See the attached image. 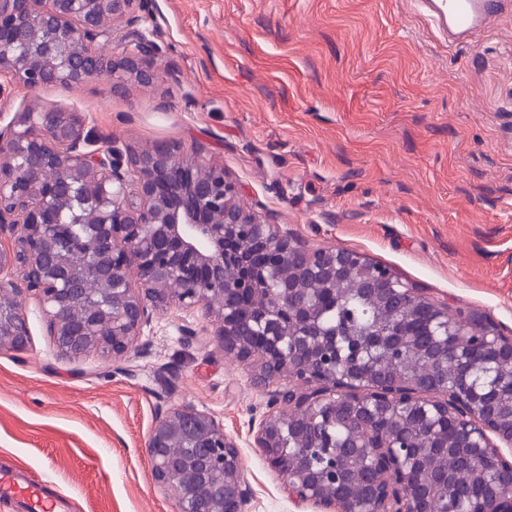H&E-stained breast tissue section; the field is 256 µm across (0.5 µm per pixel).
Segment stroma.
Listing matches in <instances>:
<instances>
[{
  "mask_svg": "<svg viewBox=\"0 0 512 512\" xmlns=\"http://www.w3.org/2000/svg\"><path fill=\"white\" fill-rule=\"evenodd\" d=\"M157 78L0 90V120L82 112L100 143L165 144L220 166L260 220L384 266L449 314L512 336V12L469 43L415 0H148ZM0 351V465L72 512H177L145 451L158 411L191 404L240 446L250 512L290 502L247 434L268 398L200 308L155 312L119 361L59 353L35 295Z\"/></svg>",
  "mask_w": 512,
  "mask_h": 512,
  "instance_id": "1",
  "label": "stroma"
}]
</instances>
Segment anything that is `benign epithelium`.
<instances>
[{
    "label": "benign epithelium",
    "instance_id": "benign-epithelium-1",
    "mask_svg": "<svg viewBox=\"0 0 512 512\" xmlns=\"http://www.w3.org/2000/svg\"><path fill=\"white\" fill-rule=\"evenodd\" d=\"M144 0H0V79L31 89L83 83L103 71L150 84L162 45L138 28ZM126 32L114 37V24ZM81 112L17 113L0 125V350H22L29 325L18 298L39 296L58 351L78 357L99 351L125 357L151 321L152 311L202 308L224 352L252 368L267 387L266 411L248 434L279 476L288 499L315 512H359L350 498L325 496V482L350 478V459L333 456L324 474L310 471L302 449L282 448L283 408L306 414L312 427L346 423L355 448L371 449L376 476L364 512H442L414 479L423 449L402 445L389 411L412 405L429 420L444 419L459 448L486 456L504 490L473 503L469 512H512V425L480 402L470 371L450 387L419 390L399 379L371 380L370 365L330 367L322 360L326 333L313 321L308 295L284 269L296 259L318 279H336L348 254L311 250L260 221L238 201L224 169L204 166L173 149L100 146ZM280 288L263 305L241 312L244 289L225 281L232 262L251 265ZM136 277H131V270ZM394 285L380 268L366 286L373 293ZM411 306L430 310V335L450 334L448 306L404 286ZM460 363L489 355L512 363V336L481 320ZM152 478L171 492L178 512H248L253 488L240 465L236 439L208 412L193 405L157 415L147 448Z\"/></svg>",
    "mask_w": 512,
    "mask_h": 512
}]
</instances>
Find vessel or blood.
I'll return each instance as SVG.
<instances>
[{
    "instance_id": "b4317fda",
    "label": "vessel or blood",
    "mask_w": 512,
    "mask_h": 512,
    "mask_svg": "<svg viewBox=\"0 0 512 512\" xmlns=\"http://www.w3.org/2000/svg\"><path fill=\"white\" fill-rule=\"evenodd\" d=\"M438 20L445 38L463 42L489 31L495 18L512 6V0H417ZM14 503L25 512H60V494L31 480L18 467L0 468V502Z\"/></svg>"
}]
</instances>
